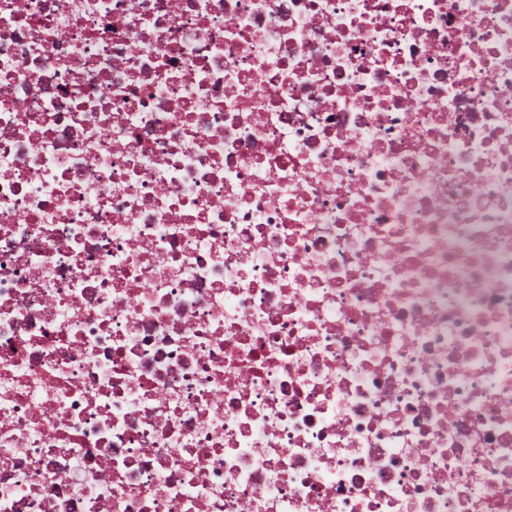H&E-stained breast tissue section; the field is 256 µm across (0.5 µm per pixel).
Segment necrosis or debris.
I'll return each mask as SVG.
<instances>
[{
    "label": "necrosis or debris",
    "instance_id": "necrosis-or-debris-1",
    "mask_svg": "<svg viewBox=\"0 0 512 512\" xmlns=\"http://www.w3.org/2000/svg\"><path fill=\"white\" fill-rule=\"evenodd\" d=\"M0 512H512V0H0Z\"/></svg>",
    "mask_w": 512,
    "mask_h": 512
}]
</instances>
